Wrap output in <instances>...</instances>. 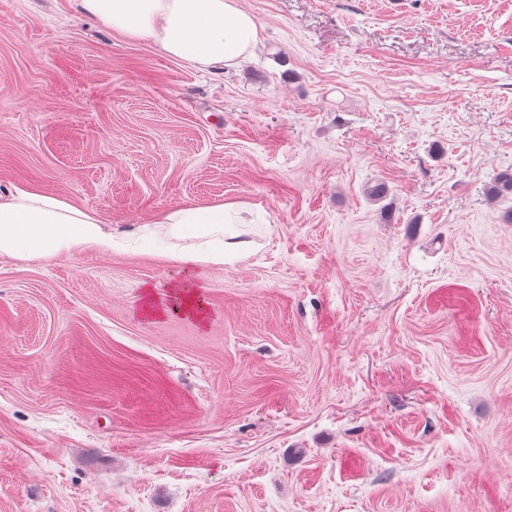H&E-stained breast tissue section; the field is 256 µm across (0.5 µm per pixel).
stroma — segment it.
I'll list each match as a JSON object with an SVG mask.
<instances>
[{
  "instance_id": "35a3bbf8",
  "label": "stroma",
  "mask_w": 512,
  "mask_h": 512,
  "mask_svg": "<svg viewBox=\"0 0 512 512\" xmlns=\"http://www.w3.org/2000/svg\"><path fill=\"white\" fill-rule=\"evenodd\" d=\"M238 2L200 70L0 0V191L121 239L0 256V512H512V0ZM187 203L202 321L144 310ZM227 214L228 207L224 203L206 207L182 206L158 213L150 224H154L157 234L184 239L192 236L201 225L231 224L232 217ZM173 258L192 267L205 263L223 264L224 242L219 243L216 248L209 250H199L193 247H186L182 250L175 251L173 253Z\"/></svg>"
}]
</instances>
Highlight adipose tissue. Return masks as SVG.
Here are the masks:
<instances>
[{
    "label": "adipose tissue",
    "mask_w": 512,
    "mask_h": 512,
    "mask_svg": "<svg viewBox=\"0 0 512 512\" xmlns=\"http://www.w3.org/2000/svg\"><path fill=\"white\" fill-rule=\"evenodd\" d=\"M75 8L125 36L159 46L199 69L234 65L257 41L254 17L238 0H73ZM227 206H182L158 213L156 233L192 236L198 226L227 224ZM112 235L74 204L30 187L0 193V254L41 259L111 250Z\"/></svg>",
    "instance_id": "ef3b65f1"
}]
</instances>
